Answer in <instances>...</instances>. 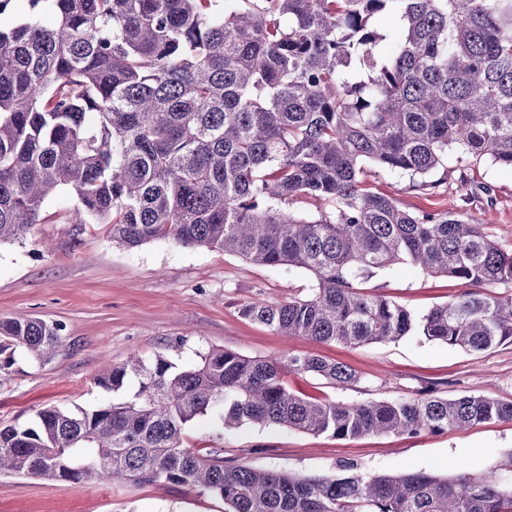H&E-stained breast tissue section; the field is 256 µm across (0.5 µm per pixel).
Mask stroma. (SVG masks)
<instances>
[{
  "mask_svg": "<svg viewBox=\"0 0 512 512\" xmlns=\"http://www.w3.org/2000/svg\"><path fill=\"white\" fill-rule=\"evenodd\" d=\"M469 177L462 183L458 168L449 166L433 195L411 189L408 178L397 174H373L368 182L403 207L461 212L470 222L489 225L502 249L511 251L512 169L482 163L472 166ZM478 183L492 187V199L472 198ZM72 206L71 194L60 192L47 204L56 222L34 225L23 242L0 244V319L40 317L60 324L62 336L56 355L44 363L18 349L0 354L1 426L31 424L44 408L111 402V394L94 383L101 363L119 365L134 353L148 362L164 357L179 369L213 349L253 358L290 352L336 360L355 372L357 383L339 388L313 375L287 377L293 391L336 401H386L427 388L448 398L512 400L511 343L474 353L418 335L356 348L281 336L239 310L306 295L315 285L311 273L165 240L127 250L113 245L109 225L68 223L64 215ZM363 290L421 315L446 304L461 285L399 264L366 280ZM183 444L203 453L222 451L228 465L292 475L333 474L349 461L369 474L484 477L499 474L512 454V421L336 439L277 426L226 428L206 417L185 430ZM0 512H224V502L172 484L53 483L2 475Z\"/></svg>",
  "mask_w": 512,
  "mask_h": 512,
  "instance_id": "35a3bbf8",
  "label": "stroma"
}]
</instances>
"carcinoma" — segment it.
<instances>
[{
  "mask_svg": "<svg viewBox=\"0 0 512 512\" xmlns=\"http://www.w3.org/2000/svg\"><path fill=\"white\" fill-rule=\"evenodd\" d=\"M26 2L25 20L0 30V243L51 220L48 200L66 190L75 223L110 224L128 249L168 240L309 271L305 297L240 309L282 336L359 346L415 333L468 352L512 343V297L494 292L512 285V251L485 224L407 210L365 180L373 166L431 190L438 181L424 177L450 154L463 168H512V0ZM384 21L402 33L389 55ZM301 199L317 214L292 211ZM403 262L468 289L419 319L362 291ZM60 331L1 319L0 352L46 361ZM288 373L357 382L317 356L215 349L179 371L133 356L95 381L112 393L136 381L128 398L0 426V474L189 486L224 512H512V478L365 475L350 463L301 477L182 445L205 416L336 439L512 421V401L474 394L303 397Z\"/></svg>",
  "mask_w": 512,
  "mask_h": 512,
  "instance_id": "cac0c4a2",
  "label": "carcinoma"
}]
</instances>
